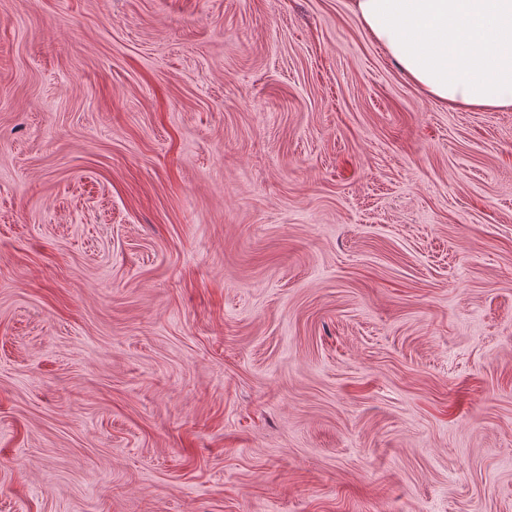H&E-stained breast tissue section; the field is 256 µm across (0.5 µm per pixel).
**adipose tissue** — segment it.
I'll return each instance as SVG.
<instances>
[{
  "mask_svg": "<svg viewBox=\"0 0 512 512\" xmlns=\"http://www.w3.org/2000/svg\"><path fill=\"white\" fill-rule=\"evenodd\" d=\"M348 8L440 106L512 112V0H349Z\"/></svg>",
  "mask_w": 512,
  "mask_h": 512,
  "instance_id": "ef3b65f1",
  "label": "adipose tissue"
}]
</instances>
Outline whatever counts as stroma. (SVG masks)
Instances as JSON below:
<instances>
[{"mask_svg":"<svg viewBox=\"0 0 512 512\" xmlns=\"http://www.w3.org/2000/svg\"><path fill=\"white\" fill-rule=\"evenodd\" d=\"M0 512H512V112L347 0H0Z\"/></svg>","mask_w":512,"mask_h":512,"instance_id":"35a3bbf8","label":"stroma"}]
</instances>
